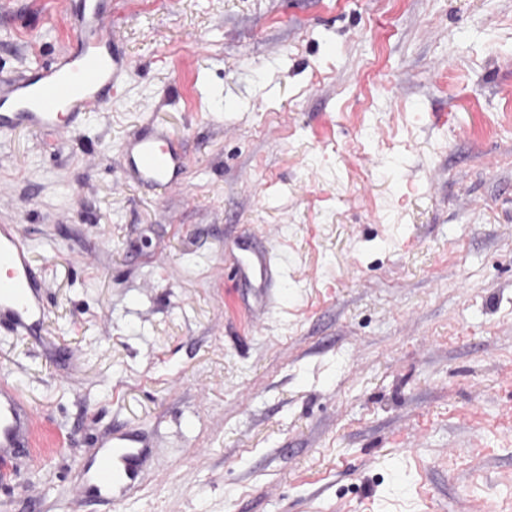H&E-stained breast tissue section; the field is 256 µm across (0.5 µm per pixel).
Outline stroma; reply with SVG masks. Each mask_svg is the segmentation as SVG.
<instances>
[{"label": "stroma", "mask_w": 512, "mask_h": 512, "mask_svg": "<svg viewBox=\"0 0 512 512\" xmlns=\"http://www.w3.org/2000/svg\"><path fill=\"white\" fill-rule=\"evenodd\" d=\"M72 0H0V70L52 62ZM120 97L0 136V224L45 277L0 331L37 411L0 512H512V0H128ZM168 127L181 185L123 143ZM258 238L288 259L251 315ZM157 460L83 498L97 441ZM122 154L129 178L148 190L178 184L187 166L175 135L159 125L147 126L127 140Z\"/></svg>", "instance_id": "stroma-1"}]
</instances>
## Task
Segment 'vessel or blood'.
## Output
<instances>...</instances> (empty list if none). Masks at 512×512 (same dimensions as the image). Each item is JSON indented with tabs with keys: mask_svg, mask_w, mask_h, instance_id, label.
<instances>
[{
	"mask_svg": "<svg viewBox=\"0 0 512 512\" xmlns=\"http://www.w3.org/2000/svg\"><path fill=\"white\" fill-rule=\"evenodd\" d=\"M76 29L51 64L21 76L0 74V134L18 129L36 134L66 135L86 113L102 111L121 89L129 61L118 46L114 29L121 16L102 0H76L72 11ZM125 171L140 187L155 190L178 184L187 161L175 135L150 125L122 147ZM242 273L251 287L266 291L278 260L271 249L244 244ZM43 280L20 233L0 224V327L38 338L46 320ZM35 411L21 392L0 380V471L9 472L13 460L29 452ZM148 458L145 439L135 433L113 434L85 475L89 487L120 499L141 479Z\"/></svg>",
	"mask_w": 512,
	"mask_h": 512,
	"instance_id": "1",
	"label": "vessel or blood"
}]
</instances>
